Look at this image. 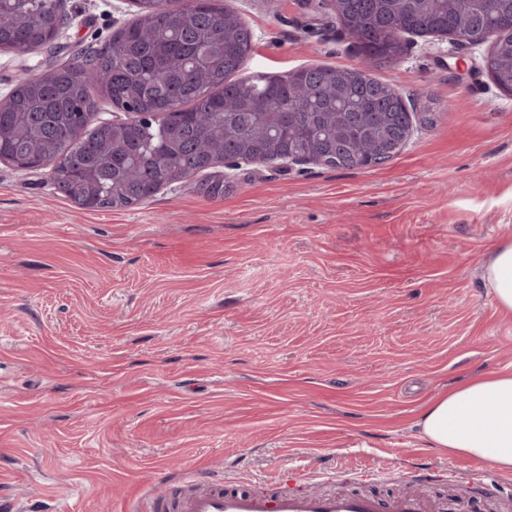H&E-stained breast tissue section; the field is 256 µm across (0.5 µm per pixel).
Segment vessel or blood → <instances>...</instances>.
<instances>
[{
	"label": "vessel or blood",
	"mask_w": 512,
	"mask_h": 512,
	"mask_svg": "<svg viewBox=\"0 0 512 512\" xmlns=\"http://www.w3.org/2000/svg\"><path fill=\"white\" fill-rule=\"evenodd\" d=\"M382 478V470L370 467L291 469L241 487L189 469L183 474L184 486L172 508L174 512H448L447 498L431 495L429 486L453 488L476 483L494 492L486 507L512 512V497L502 493L503 486L512 481L487 467L410 466L401 472L402 491L385 499L362 492V485ZM325 483L331 484V491H322Z\"/></svg>",
	"instance_id": "obj_1"
}]
</instances>
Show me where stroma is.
<instances>
[{
  "instance_id": "1",
  "label": "stroma",
  "mask_w": 512,
  "mask_h": 512,
  "mask_svg": "<svg viewBox=\"0 0 512 512\" xmlns=\"http://www.w3.org/2000/svg\"><path fill=\"white\" fill-rule=\"evenodd\" d=\"M252 31L238 71L359 67L319 0H224ZM22 69L90 58L131 0H62ZM372 74L413 134L368 169L243 162L223 196L196 179L87 210L49 169L0 162V484L21 512H129L189 468H468L416 427L425 405L512 371V313L482 279L512 238V94L483 50L405 37Z\"/></svg>"
}]
</instances>
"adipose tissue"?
I'll list each match as a JSON object with an SVG mask.
<instances>
[{
    "mask_svg": "<svg viewBox=\"0 0 512 512\" xmlns=\"http://www.w3.org/2000/svg\"><path fill=\"white\" fill-rule=\"evenodd\" d=\"M483 278L499 308L512 313V239L498 244ZM418 425L434 447L512 473V372L457 386L431 401Z\"/></svg>",
    "mask_w": 512,
    "mask_h": 512,
    "instance_id": "obj_1",
    "label": "adipose tissue"
}]
</instances>
